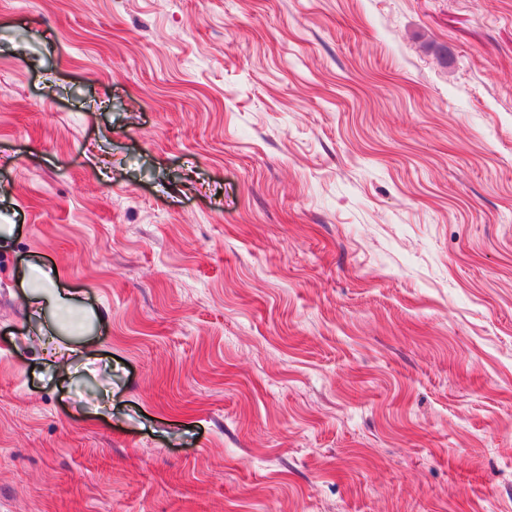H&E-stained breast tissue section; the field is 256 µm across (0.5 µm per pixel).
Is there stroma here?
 I'll return each instance as SVG.
<instances>
[{"instance_id":"1","label":"stroma","mask_w":512,"mask_h":512,"mask_svg":"<svg viewBox=\"0 0 512 512\" xmlns=\"http://www.w3.org/2000/svg\"><path fill=\"white\" fill-rule=\"evenodd\" d=\"M0 512H512V0H0ZM49 281L51 282V286L42 291L43 293H46L48 295L34 296L35 301L31 303V305L34 306V311L36 310L38 312H41L42 308H44V306L50 303H52V305L57 311L65 309L66 306L68 305L69 298L66 296H70V294L65 293L64 290L68 288H65L63 285H61L59 279L56 282L50 279Z\"/></svg>"}]
</instances>
